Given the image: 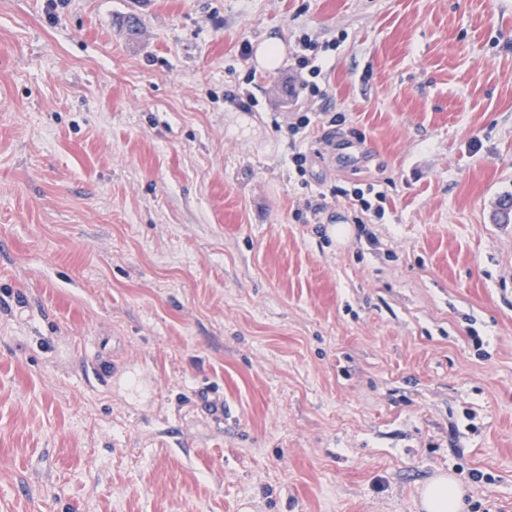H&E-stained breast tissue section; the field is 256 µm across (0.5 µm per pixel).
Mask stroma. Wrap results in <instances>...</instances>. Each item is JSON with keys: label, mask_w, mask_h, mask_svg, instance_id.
Wrapping results in <instances>:
<instances>
[{"label": "stroma", "mask_w": 512, "mask_h": 512, "mask_svg": "<svg viewBox=\"0 0 512 512\" xmlns=\"http://www.w3.org/2000/svg\"><path fill=\"white\" fill-rule=\"evenodd\" d=\"M510 194L512 0H0V512H512ZM465 493L457 478L440 473L423 487L420 508L423 512H461Z\"/></svg>", "instance_id": "stroma-1"}]
</instances>
